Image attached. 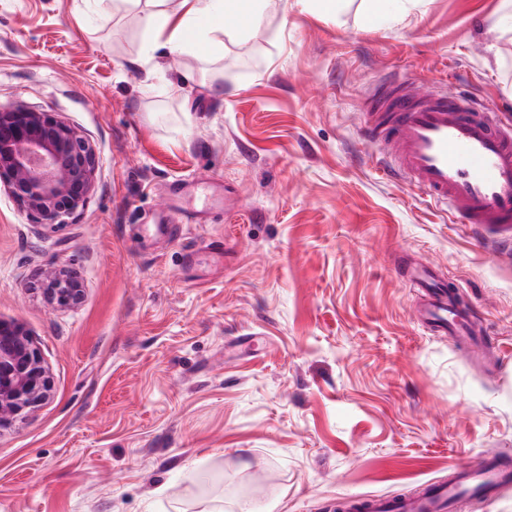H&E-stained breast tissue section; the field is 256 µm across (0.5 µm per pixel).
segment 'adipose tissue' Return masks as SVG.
Segmentation results:
<instances>
[{
	"mask_svg": "<svg viewBox=\"0 0 512 512\" xmlns=\"http://www.w3.org/2000/svg\"><path fill=\"white\" fill-rule=\"evenodd\" d=\"M155 6L149 15L151 25L157 31L165 32L164 47L181 51L189 47L190 34L206 41L210 52L220 53L224 43L220 38L225 31L227 17L243 13L258 15L263 9V0H175V11L182 18L176 26H169L172 12L164 11L166 0H151Z\"/></svg>",
	"mask_w": 512,
	"mask_h": 512,
	"instance_id": "obj_1",
	"label": "adipose tissue"
}]
</instances>
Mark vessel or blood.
<instances>
[{"mask_svg":"<svg viewBox=\"0 0 512 512\" xmlns=\"http://www.w3.org/2000/svg\"><path fill=\"white\" fill-rule=\"evenodd\" d=\"M360 134L374 145V159L386 178L445 205L459 223L512 239V124L499 108L475 106L464 90L442 95L412 80L394 79L368 103ZM196 192L192 183L172 184L153 223L182 224L185 202ZM407 281L424 297L418 316L422 326L440 336H473L472 319L460 308L458 293L437 272L413 266ZM449 469L450 480L428 483L426 493L416 498L382 493L348 495L344 501L361 512H446L462 495L490 500L501 485L512 482V472L491 454L450 462Z\"/></svg>","mask_w":512,"mask_h":512,"instance_id":"obj_1","label":"vessel or blood"}]
</instances>
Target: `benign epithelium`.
Listing matches in <instances>:
<instances>
[{"mask_svg": "<svg viewBox=\"0 0 512 512\" xmlns=\"http://www.w3.org/2000/svg\"><path fill=\"white\" fill-rule=\"evenodd\" d=\"M96 152L75 128L49 112L0 106V184L35 224L54 227L84 207L95 187ZM48 301L78 304L83 286L63 264L41 281ZM47 368L29 333L0 320V429L50 398Z\"/></svg>", "mask_w": 512, "mask_h": 512, "instance_id": "obj_1", "label": "benign epithelium"}]
</instances>
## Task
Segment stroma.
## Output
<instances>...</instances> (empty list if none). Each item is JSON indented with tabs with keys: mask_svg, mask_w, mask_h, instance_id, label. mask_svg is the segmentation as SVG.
<instances>
[{
	"mask_svg": "<svg viewBox=\"0 0 512 512\" xmlns=\"http://www.w3.org/2000/svg\"><path fill=\"white\" fill-rule=\"evenodd\" d=\"M360 4L266 0L209 57L152 50L143 4L0 0V105L55 114L98 159L55 228L0 189V319L53 382L0 429V512H339L454 459L512 467V254L382 178L359 136L392 75L512 116V30L500 0ZM177 181L209 184L208 220L169 240L140 216ZM217 237L223 270L184 264ZM60 263L70 308L40 287ZM410 263L460 292L480 350L418 323ZM41 284L48 301L59 307L78 304L84 292L81 281L63 264H54L46 268Z\"/></svg>",
	"mask_w": 512,
	"mask_h": 512,
	"instance_id": "stroma-1",
	"label": "stroma"
}]
</instances>
